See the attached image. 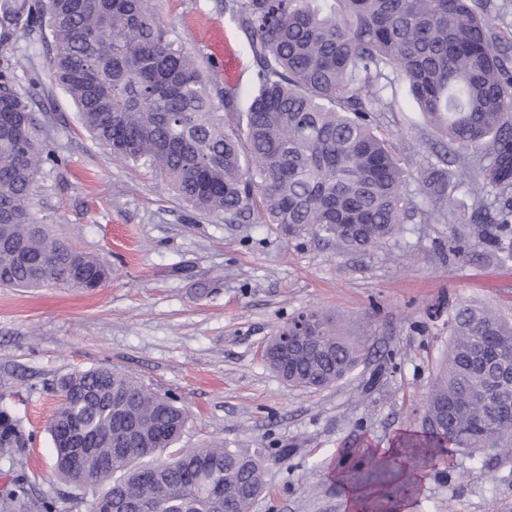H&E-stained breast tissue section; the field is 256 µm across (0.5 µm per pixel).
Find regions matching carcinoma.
Listing matches in <instances>:
<instances>
[{
	"label": "carcinoma",
	"mask_w": 512,
	"mask_h": 512,
	"mask_svg": "<svg viewBox=\"0 0 512 512\" xmlns=\"http://www.w3.org/2000/svg\"><path fill=\"white\" fill-rule=\"evenodd\" d=\"M247 36L254 92L237 111V90L213 93L207 76L162 19L156 0H0V286L77 291L101 287L110 266L56 237L36 217L33 196L54 161L35 133L8 47L48 28L54 81L87 134L112 158L161 177L195 210L233 221L256 216L288 235L309 229L342 251L379 247L416 220L455 214V193L472 200L473 245L512 241V31H500L481 0H226ZM408 85L425 123L447 142L446 170L420 168L415 199L399 150L378 132L393 111L387 91ZM318 350L299 351L288 374L272 343L264 361L292 386L324 389L361 362L333 316L310 309ZM448 354L427 396L423 434L405 448L402 477L458 451L486 452L493 469L512 466V381L482 366L512 353V322L464 301L448 314ZM49 423L57 477L104 488L93 503L114 512L160 504L159 512H250L264 491L262 461L222 444L168 452L188 415L179 402L108 366L57 382ZM138 442L123 456V425ZM28 442L0 408V462ZM28 482L0 508H27Z\"/></svg>",
	"instance_id": "obj_1"
}]
</instances>
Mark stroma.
I'll list each match as a JSON object with an SVG mask.
<instances>
[{"label": "stroma", "instance_id": "1", "mask_svg": "<svg viewBox=\"0 0 512 512\" xmlns=\"http://www.w3.org/2000/svg\"><path fill=\"white\" fill-rule=\"evenodd\" d=\"M157 7L205 70L199 39L220 26L240 68V104L253 91L246 35L224 0H159ZM21 91L32 98L36 133L57 157L38 177V218L56 235L112 265L92 292L59 286L0 288V405L20 419L31 442L16 464L0 463V501L19 474L30 479L29 512L52 498L55 512H88L91 495L57 480L47 431L58 403L56 380L77 369L114 366L178 397L189 415L181 447L221 441L262 458L266 490L252 512H345L342 468L364 449L384 454L424 429V402L448 351V327L434 306L488 303L512 319V260L473 245L461 217L406 225L368 252H338L313 234L288 236L257 220L194 212L154 172L110 157L82 129L76 108L51 80L49 31L16 50ZM382 132L418 160L444 154L407 92L394 86ZM340 316L363 360L321 390L286 386L262 349L298 312ZM371 512H512V468L488 471L482 454L456 452L422 468L404 490L373 484Z\"/></svg>", "mask_w": 512, "mask_h": 512}]
</instances>
